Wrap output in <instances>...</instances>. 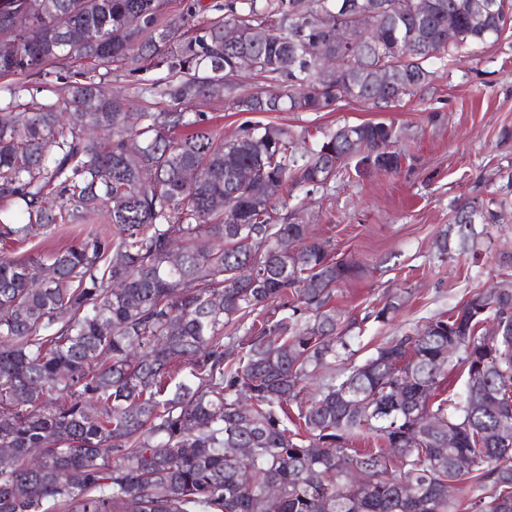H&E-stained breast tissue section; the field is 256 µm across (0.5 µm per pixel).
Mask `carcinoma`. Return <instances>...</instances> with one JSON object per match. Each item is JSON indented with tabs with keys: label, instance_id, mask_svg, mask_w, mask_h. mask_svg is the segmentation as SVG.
<instances>
[{
	"label": "carcinoma",
	"instance_id": "cac0c4a2",
	"mask_svg": "<svg viewBox=\"0 0 512 512\" xmlns=\"http://www.w3.org/2000/svg\"><path fill=\"white\" fill-rule=\"evenodd\" d=\"M341 2L367 11L383 56L368 46L326 73L304 44L336 59L324 19L336 0L0 3V201L15 207L0 242L103 225L46 260L0 253V512H46L48 501L60 512H265L271 488L278 512H512V441L497 434L512 425V282L355 365L352 332L391 320L401 297L361 319L336 312V286L359 266L274 216L288 189L323 187L353 156L398 171L400 130L365 122L348 126L350 140L340 127L309 147L271 124L227 139L192 110L221 98L240 112L399 101L512 19V0L484 22L477 0H436L425 17L415 0H384L376 15V0ZM245 54L286 97L238 93ZM381 61L393 78L383 93ZM150 69L166 75L144 78ZM115 71L172 106L135 108ZM44 91L54 97L25 101ZM504 208L456 206L438 251L454 236L467 253L475 225L499 223ZM281 239L294 248L274 250ZM458 364L465 397H439ZM427 412L455 427L453 443L419 428ZM360 438L372 447H352ZM242 448L253 449L246 467ZM461 457L472 461L462 475Z\"/></svg>",
	"mask_w": 512,
	"mask_h": 512
}]
</instances>
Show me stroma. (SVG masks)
<instances>
[{
  "label": "stroma",
  "instance_id": "35a3bbf8",
  "mask_svg": "<svg viewBox=\"0 0 512 512\" xmlns=\"http://www.w3.org/2000/svg\"><path fill=\"white\" fill-rule=\"evenodd\" d=\"M205 111L228 138L250 123L273 124L294 136L363 122L402 130L406 154L398 171H350L311 194L294 189L288 199L299 221L330 241L334 260L361 266L333 298L338 310L365 321L350 341L354 363L392 337L460 306L472 287L512 281V255L506 250L512 215L482 227L479 258L442 255L435 247L461 200L477 192L512 199V141L499 139L503 127H512V24L498 42L457 56L427 86L384 111L355 100L331 112H240L215 100ZM90 230L87 224H60L11 244L9 253L45 256ZM396 294L405 304L391 321L366 320L372 306Z\"/></svg>",
  "mask_w": 512,
  "mask_h": 512
}]
</instances>
